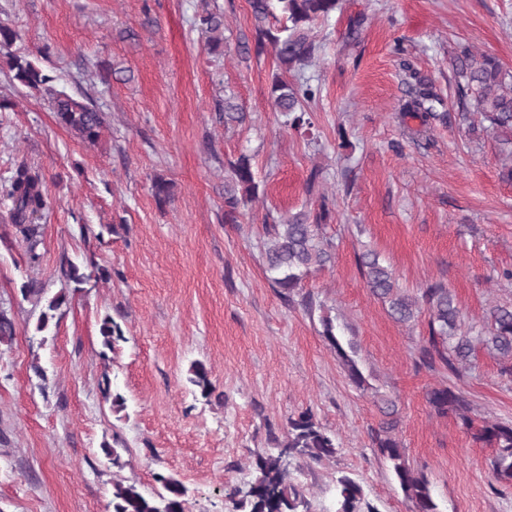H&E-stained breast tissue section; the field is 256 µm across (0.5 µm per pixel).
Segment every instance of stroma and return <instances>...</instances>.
I'll use <instances>...</instances> for the list:
<instances>
[{
  "instance_id": "obj_1",
  "label": "stroma",
  "mask_w": 512,
  "mask_h": 512,
  "mask_svg": "<svg viewBox=\"0 0 512 512\" xmlns=\"http://www.w3.org/2000/svg\"><path fill=\"white\" fill-rule=\"evenodd\" d=\"M206 6L224 13V54L208 53L193 25ZM0 23L21 30L18 52L105 114L98 141L82 142L47 96L0 68V189L26 163L50 201L33 248L0 208V309L15 323L0 344V512H112L114 482L150 494L158 473L187 487L186 512H234L229 492L253 480L258 456L306 410L337 444L333 457L289 467L311 512H335L343 475L377 512H412L372 446L389 404L393 435L439 512H512L493 448L427 399L445 387L474 420L511 424L512 375L483 350L454 371L423 364L427 316L395 322L357 266L373 249L403 291L443 284L465 332L512 306V183L479 116L462 118L452 66L465 44L512 70V0H341L312 32L319 50L305 76L320 93L310 138L272 107L281 67L272 49H254L248 0H0ZM103 65L122 77L102 85ZM422 83L441 99L425 127L400 117ZM228 97L244 124L220 119ZM243 152L259 196L228 224L224 166ZM157 176L173 184L162 206ZM324 201L335 260L283 297L266 278L264 220L312 215ZM71 263L100 275L70 291ZM32 279L44 297L67 295L46 334L35 330L40 303L23 293ZM107 314L125 336L113 351L99 336ZM326 317L353 345L363 384L324 336ZM197 361L210 372L206 397L186 381ZM109 388L125 411H112ZM116 440L120 469L102 451Z\"/></svg>"
}]
</instances>
